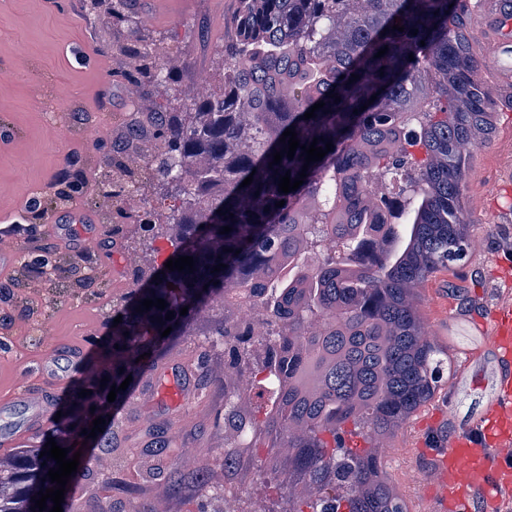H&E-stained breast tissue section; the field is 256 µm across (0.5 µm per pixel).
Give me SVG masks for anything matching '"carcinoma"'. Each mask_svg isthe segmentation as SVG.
Listing matches in <instances>:
<instances>
[{
	"mask_svg": "<svg viewBox=\"0 0 512 512\" xmlns=\"http://www.w3.org/2000/svg\"><path fill=\"white\" fill-rule=\"evenodd\" d=\"M356 2L242 0L243 36L219 53L218 90L190 112L156 107L152 136L161 147L144 162L141 184L170 199V215L163 224L146 210L137 223L151 240L170 242L169 258L193 257L195 271L168 270L147 245L153 259L112 327L105 363L62 413L54 440L67 458L93 419L108 418L109 386L136 374L138 357L154 352L165 329L183 336L202 306L221 300L228 310L246 298L277 325V341L261 359L242 349L258 395L269 399L261 413L241 399L225 403L232 444L224 469L269 446L275 452L265 466L288 469L303 487L288 512H406L380 470L378 440L390 444L439 379L443 360L424 336L414 290L437 266L466 255L459 145L485 137L496 102L465 35L474 22L468 0H365L364 11ZM396 23L404 31L392 29ZM319 101L325 106L304 119ZM292 127L300 144L316 138L333 150L310 163L297 190L281 193L279 177L293 180L305 164L301 149L273 163ZM405 143L424 158L399 187L394 224L372 202L371 179L412 159ZM329 240L338 255L322 253ZM219 263L225 268L216 272ZM155 298L167 307L136 311ZM83 389L92 394L79 397ZM289 425L291 436L283 433ZM348 433L364 445L347 443ZM43 450L0 462V512H31V497L53 487L56 461Z\"/></svg>",
	"mask_w": 512,
	"mask_h": 512,
	"instance_id": "cac0c4a2",
	"label": "carcinoma"
}]
</instances>
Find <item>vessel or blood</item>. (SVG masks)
Returning <instances> with one entry per match:
<instances>
[{
	"label": "vessel or blood",
	"mask_w": 512,
	"mask_h": 512,
	"mask_svg": "<svg viewBox=\"0 0 512 512\" xmlns=\"http://www.w3.org/2000/svg\"><path fill=\"white\" fill-rule=\"evenodd\" d=\"M479 13L488 39L487 60L501 79L512 81V0H480ZM480 339L493 353L494 368L478 426L458 425L456 408H449L443 418L453 423V431L414 450L425 461L411 481L424 512H512L511 296L489 307ZM37 372L42 382L21 384L0 399V409L18 412L8 426L0 427V450L40 444V433L68 378L54 356L43 359ZM135 382L124 404L146 415L162 407L180 408L193 396L190 385L169 366L138 370Z\"/></svg>",
	"instance_id": "obj_1"
}]
</instances>
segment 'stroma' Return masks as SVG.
<instances>
[{"label": "stroma", "mask_w": 512, "mask_h": 512, "mask_svg": "<svg viewBox=\"0 0 512 512\" xmlns=\"http://www.w3.org/2000/svg\"><path fill=\"white\" fill-rule=\"evenodd\" d=\"M240 0H0V228L17 225L19 265L14 277L0 278V396L10 394L32 374L41 355L68 344L88 343L102 352L112 320L132 298L135 268L143 251L127 249L141 237L127 216L133 209L166 213L156 194H136V206L120 207L103 192L102 182L125 179L130 168L159 150L144 137L125 153L112 152L132 119L146 118L161 95L190 106L194 85L205 92L219 82L217 53L235 35ZM147 42L155 58L169 61L174 80L153 90L126 80L140 64L131 49ZM484 86L499 100L489 139L466 153L464 200L480 198L470 211V236H482V252L435 269L416 287L425 325L437 329L446 364L433 395L392 438L431 439L432 420L446 405L459 406L460 423L477 425L478 382L487 378L490 351L467 357L478 335L477 320L506 282L501 266L512 267V217L500 211L496 196L503 171L496 147L512 138V86L483 67ZM81 173L69 198L53 177L61 168ZM51 256L57 267L42 279L25 274L27 261ZM221 303L204 307L188 335L165 343L152 365L174 366L195 384V397L178 418L160 411L142 421L136 410L118 414L112 438L99 452L105 468L90 465L88 475L71 484L78 503L97 512H224L223 493L187 483L169 494L163 479L152 477L157 461L177 463L190 447L211 477L236 486L257 487L274 512L299 497L301 486L287 473L271 475L260 459L224 470V346L209 332ZM472 387L452 395L448 381L457 373ZM180 426V440L169 441L164 458L152 452L156 427Z\"/></svg>", "instance_id": "obj_1"}]
</instances>
